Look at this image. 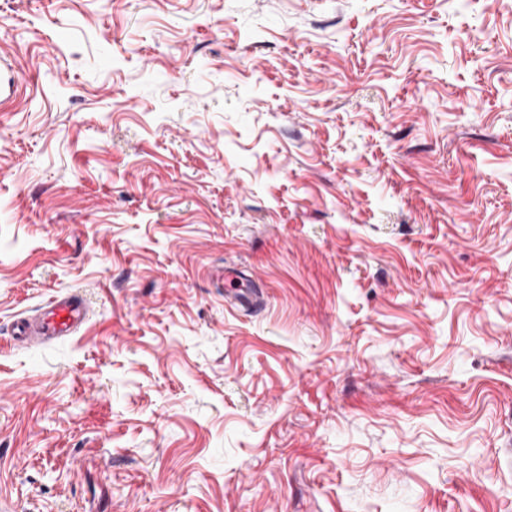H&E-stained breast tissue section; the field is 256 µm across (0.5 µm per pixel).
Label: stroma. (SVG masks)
<instances>
[{
	"mask_svg": "<svg viewBox=\"0 0 512 512\" xmlns=\"http://www.w3.org/2000/svg\"><path fill=\"white\" fill-rule=\"evenodd\" d=\"M0 76V512H512V0H0ZM34 318L14 321L12 335L26 345L72 336L88 321L89 308L76 294H59L48 300Z\"/></svg>",
	"mask_w": 512,
	"mask_h": 512,
	"instance_id": "1",
	"label": "stroma"
}]
</instances>
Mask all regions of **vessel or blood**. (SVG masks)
<instances>
[{
    "mask_svg": "<svg viewBox=\"0 0 512 512\" xmlns=\"http://www.w3.org/2000/svg\"><path fill=\"white\" fill-rule=\"evenodd\" d=\"M88 317L89 308L78 295L59 294L50 298L36 317L15 320L12 334L24 344H42L74 335L85 325Z\"/></svg>",
    "mask_w": 512,
    "mask_h": 512,
    "instance_id": "b4317fda",
    "label": "vessel or blood"
}]
</instances>
